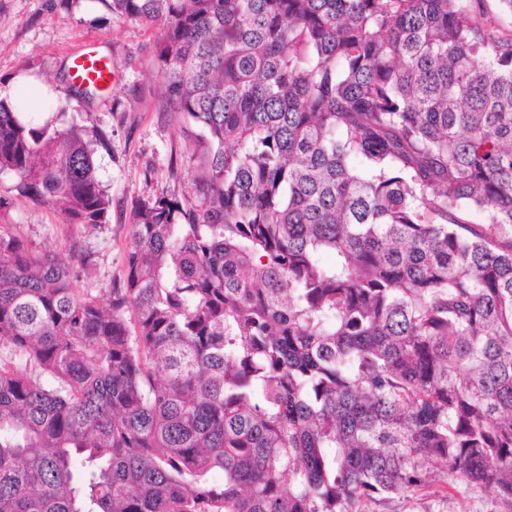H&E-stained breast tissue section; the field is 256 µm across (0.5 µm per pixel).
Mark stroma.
Listing matches in <instances>:
<instances>
[{
  "label": "stroma",
  "instance_id": "stroma-1",
  "mask_svg": "<svg viewBox=\"0 0 512 512\" xmlns=\"http://www.w3.org/2000/svg\"><path fill=\"white\" fill-rule=\"evenodd\" d=\"M157 37V28L113 13L106 0H0V98L11 77L32 74L52 90L45 105L59 125L75 121L105 138L93 160L111 201L106 223H66L58 208L24 196L11 174L0 173V231L62 257L82 294L104 298L123 282L142 203L202 199L195 150L201 129L167 103L153 54ZM90 43L111 57L114 80L82 101L70 90L69 54ZM451 483L446 468L435 466L422 490L375 512H504L493 494Z\"/></svg>",
  "mask_w": 512,
  "mask_h": 512
}]
</instances>
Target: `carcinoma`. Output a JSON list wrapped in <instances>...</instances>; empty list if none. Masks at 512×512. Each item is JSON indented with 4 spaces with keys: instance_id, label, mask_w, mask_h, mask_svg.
Listing matches in <instances>:
<instances>
[{
    "instance_id": "1",
    "label": "carcinoma",
    "mask_w": 512,
    "mask_h": 512,
    "mask_svg": "<svg viewBox=\"0 0 512 512\" xmlns=\"http://www.w3.org/2000/svg\"><path fill=\"white\" fill-rule=\"evenodd\" d=\"M159 29L200 203L124 283L0 233V512H512V35L485 0H111ZM98 133L0 98V172L103 224ZM482 221H470L472 212ZM431 472L430 482L411 498L397 497L387 503L372 505L371 510L376 512H504L506 510L489 492L465 490L463 484L454 482L448 477V471L444 466L435 465L431 468Z\"/></svg>"
}]
</instances>
